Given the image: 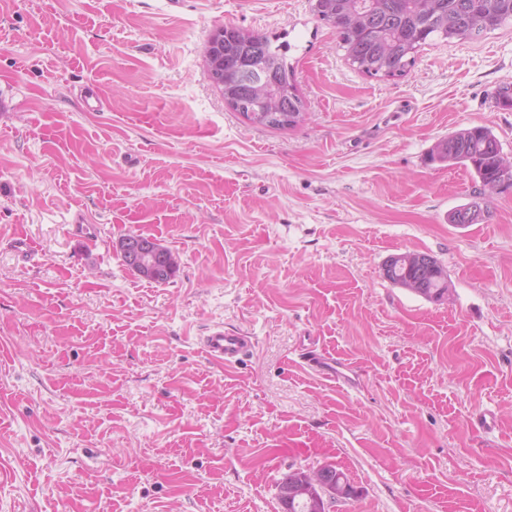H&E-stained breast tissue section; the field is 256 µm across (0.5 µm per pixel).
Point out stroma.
Instances as JSON below:
<instances>
[{"label": "stroma", "instance_id": "stroma-1", "mask_svg": "<svg viewBox=\"0 0 512 512\" xmlns=\"http://www.w3.org/2000/svg\"><path fill=\"white\" fill-rule=\"evenodd\" d=\"M225 25L288 41L297 127L225 104ZM507 87L511 25L380 79L310 0H0V512H281L325 463L360 491L331 512H512V190L449 223L475 183L429 160L485 125L512 162ZM129 234L176 275L128 271ZM405 252L447 298L384 277ZM217 323L254 340L229 371ZM313 340L359 390L298 365ZM118 248L122 252L123 263L126 266L128 264L142 277L163 280L170 273L172 268L171 255L160 243L150 237L139 234L127 235L118 242ZM174 259L176 264L173 266L170 276L162 283L168 282L176 273L178 259L177 257H174ZM413 254V255H412ZM399 256H393L388 264L392 263L394 258L395 266L391 271L386 270V263L383 268L384 277L394 285L407 288L428 300L439 301L448 295V275L444 267L433 257V267L429 270L420 271L418 268L410 266L405 267L406 259L410 257V263L415 267H424L430 265V259L425 256L428 254L402 253ZM429 256V255H428ZM401 262V263H399Z\"/></svg>", "mask_w": 512, "mask_h": 512}]
</instances>
